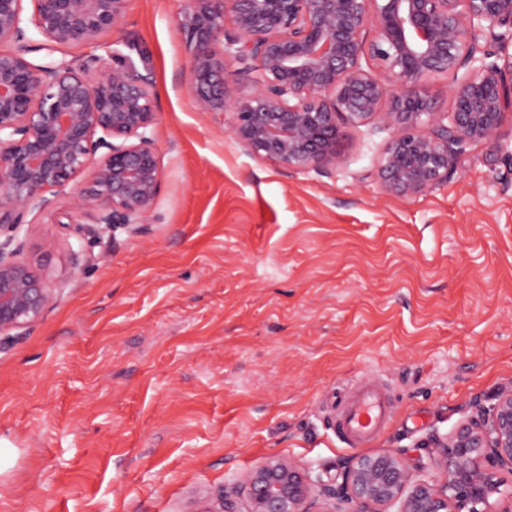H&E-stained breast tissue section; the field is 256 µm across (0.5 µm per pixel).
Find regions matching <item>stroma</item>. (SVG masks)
I'll return each instance as SVG.
<instances>
[{
  "instance_id": "stroma-1",
  "label": "stroma",
  "mask_w": 512,
  "mask_h": 512,
  "mask_svg": "<svg viewBox=\"0 0 512 512\" xmlns=\"http://www.w3.org/2000/svg\"><path fill=\"white\" fill-rule=\"evenodd\" d=\"M181 0H129L123 25L63 57L131 47L156 91L155 220L140 233L28 215L24 258L57 295L0 350V512H199L261 458L339 477L332 419L364 381L392 416L368 452H418L512 382V158L467 147L400 199L376 170L382 118L341 160L293 171L197 111Z\"/></svg>"
}]
</instances>
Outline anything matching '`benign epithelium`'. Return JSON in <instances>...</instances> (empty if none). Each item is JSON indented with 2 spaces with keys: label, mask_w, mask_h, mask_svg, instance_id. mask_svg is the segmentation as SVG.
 <instances>
[{
  "label": "benign epithelium",
  "mask_w": 512,
  "mask_h": 512,
  "mask_svg": "<svg viewBox=\"0 0 512 512\" xmlns=\"http://www.w3.org/2000/svg\"><path fill=\"white\" fill-rule=\"evenodd\" d=\"M0 0V345L38 322L57 288L21 257L27 214L46 193L71 194L65 225L132 233L154 218L160 160L153 82L118 47L121 64L77 67L55 53L118 28L128 0ZM178 24L189 46L200 112H230V133L279 166L321 170L340 162L342 125L384 113L390 139L382 187L411 198L446 181L470 145L508 151L512 119V0H184ZM45 52L44 61L29 54ZM369 57L375 70L361 65ZM232 66L248 86L233 95ZM452 77L453 110L423 89ZM88 175L86 187L76 179ZM428 459L356 454L339 484L286 455L260 459L224 483L204 512H512L494 499L512 474V384L446 437Z\"/></svg>",
  "instance_id": "1"
}]
</instances>
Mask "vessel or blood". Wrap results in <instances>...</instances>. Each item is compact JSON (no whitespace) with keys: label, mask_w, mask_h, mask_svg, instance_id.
Listing matches in <instances>:
<instances>
[{"label":"vessel or blood","mask_w":512,"mask_h":512,"mask_svg":"<svg viewBox=\"0 0 512 512\" xmlns=\"http://www.w3.org/2000/svg\"><path fill=\"white\" fill-rule=\"evenodd\" d=\"M391 413L389 398L365 383L358 388L356 396L347 401L336 422V429L352 446L361 447L385 428Z\"/></svg>","instance_id":"b4317fda"}]
</instances>
